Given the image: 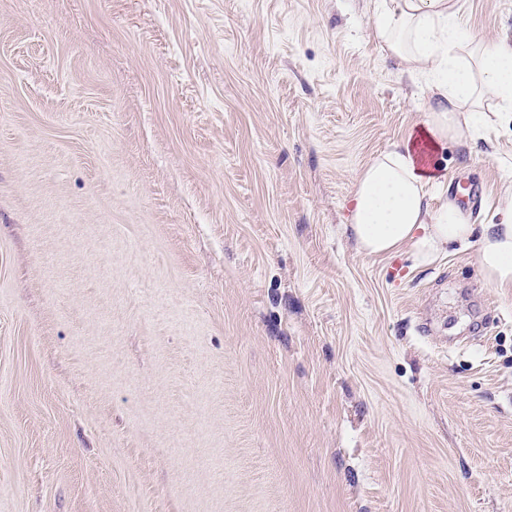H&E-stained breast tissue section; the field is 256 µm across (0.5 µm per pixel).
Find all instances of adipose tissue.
<instances>
[{
    "label": "adipose tissue",
    "mask_w": 512,
    "mask_h": 512,
    "mask_svg": "<svg viewBox=\"0 0 512 512\" xmlns=\"http://www.w3.org/2000/svg\"><path fill=\"white\" fill-rule=\"evenodd\" d=\"M456 0H374L375 36L409 76L424 80L434 104L421 139L409 138L375 156L359 172L353 193L351 236L359 253L392 256L410 250L428 264L451 243L476 240L485 280L512 288V202L500 223L474 238V226L452 200L433 204L440 176L428 170L424 149L464 144L488 125L485 106L512 112V40L478 42L466 51L453 23Z\"/></svg>",
    "instance_id": "obj_1"
}]
</instances>
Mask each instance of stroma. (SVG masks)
Wrapping results in <instances>:
<instances>
[{
    "label": "stroma",
    "mask_w": 512,
    "mask_h": 512,
    "mask_svg": "<svg viewBox=\"0 0 512 512\" xmlns=\"http://www.w3.org/2000/svg\"><path fill=\"white\" fill-rule=\"evenodd\" d=\"M372 6L0 0V512H512V289L347 228L426 114ZM435 160L498 223L512 112Z\"/></svg>",
    "instance_id": "obj_1"
}]
</instances>
